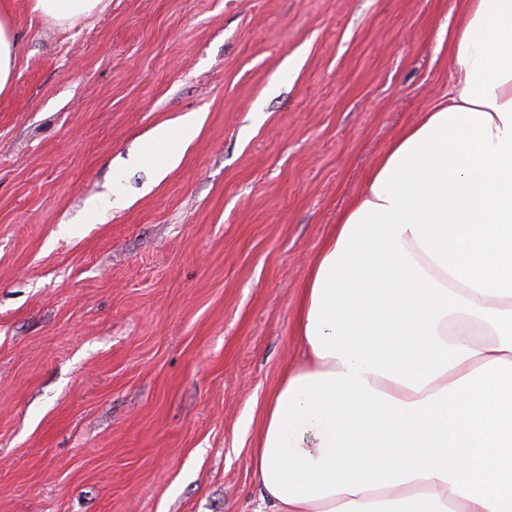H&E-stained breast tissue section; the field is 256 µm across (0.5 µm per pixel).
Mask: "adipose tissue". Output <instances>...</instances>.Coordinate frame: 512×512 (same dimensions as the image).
<instances>
[{"label":"adipose tissue","mask_w":512,"mask_h":512,"mask_svg":"<svg viewBox=\"0 0 512 512\" xmlns=\"http://www.w3.org/2000/svg\"><path fill=\"white\" fill-rule=\"evenodd\" d=\"M101 0H32L70 24ZM0 8V94L18 64ZM459 78L333 224L262 409L254 512H512V0H465ZM155 130L165 175L196 137Z\"/></svg>","instance_id":"1"}]
</instances>
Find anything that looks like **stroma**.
<instances>
[{
  "instance_id": "obj_1",
  "label": "stroma",
  "mask_w": 512,
  "mask_h": 512,
  "mask_svg": "<svg viewBox=\"0 0 512 512\" xmlns=\"http://www.w3.org/2000/svg\"><path fill=\"white\" fill-rule=\"evenodd\" d=\"M5 2L0 512H253L312 263L447 97L464 0H102L71 25ZM193 116L157 177L154 130ZM18 33L10 13L0 8V94H7L18 64Z\"/></svg>"
}]
</instances>
